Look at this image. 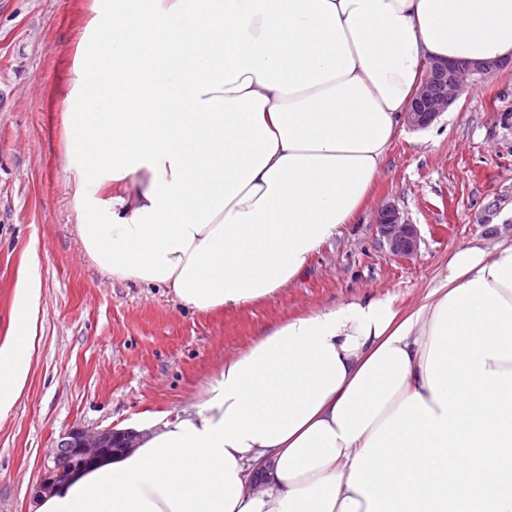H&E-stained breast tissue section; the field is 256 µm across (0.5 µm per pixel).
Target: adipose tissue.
Segmentation results:
<instances>
[{"instance_id":"adipose-tissue-1","label":"adipose tissue","mask_w":512,"mask_h":512,"mask_svg":"<svg viewBox=\"0 0 512 512\" xmlns=\"http://www.w3.org/2000/svg\"><path fill=\"white\" fill-rule=\"evenodd\" d=\"M428 57L512 58V0H88L63 115L85 253L200 312L274 296L363 209ZM38 302L17 289L0 417ZM37 512H512V241L454 251L407 312L275 326Z\"/></svg>"}]
</instances>
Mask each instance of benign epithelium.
I'll return each mask as SVG.
<instances>
[{"mask_svg":"<svg viewBox=\"0 0 512 512\" xmlns=\"http://www.w3.org/2000/svg\"><path fill=\"white\" fill-rule=\"evenodd\" d=\"M499 67V60L448 62L428 59L422 65V76L404 112V120L412 129H424L447 111L464 93L484 80ZM376 227L385 239L391 256L409 259L417 254L421 234L418 225L393 205L380 209ZM142 433L115 427L94 430L75 424L63 435L42 463V475L35 497L52 493L55 487L95 465L101 459L136 447Z\"/></svg>","mask_w":512,"mask_h":512,"instance_id":"obj_1","label":"benign epithelium"}]
</instances>
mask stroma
Here are the masks:
<instances>
[{"label": "stroma", "instance_id": "obj_1", "mask_svg": "<svg viewBox=\"0 0 512 512\" xmlns=\"http://www.w3.org/2000/svg\"><path fill=\"white\" fill-rule=\"evenodd\" d=\"M85 0H0V341L25 282L40 290L29 376L0 418V512H36L45 455L80 423L139 427L203 400L230 355L292 316L374 294L407 309L468 244L512 239V58L428 128L400 125L365 209L268 299L200 313L120 282L84 252L61 113ZM393 205L419 225L397 262L375 231Z\"/></svg>", "mask_w": 512, "mask_h": 512}]
</instances>
